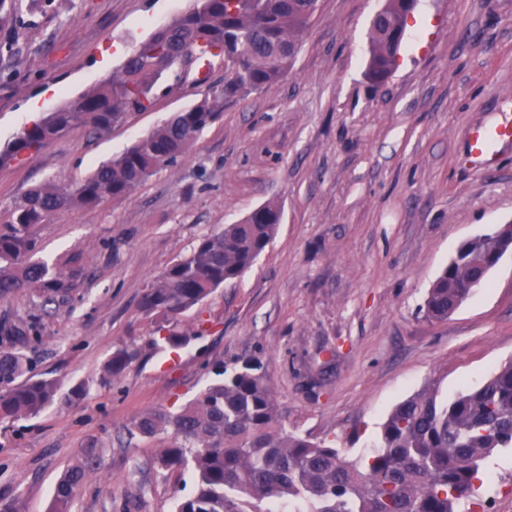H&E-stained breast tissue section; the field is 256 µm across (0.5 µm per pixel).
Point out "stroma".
Masks as SVG:
<instances>
[{"instance_id": "obj_1", "label": "stroma", "mask_w": 512, "mask_h": 512, "mask_svg": "<svg viewBox=\"0 0 512 512\" xmlns=\"http://www.w3.org/2000/svg\"><path fill=\"white\" fill-rule=\"evenodd\" d=\"M385 0H320L281 81L228 104L177 161L122 199L55 212L36 228L39 260L65 292L0 300V323H34L33 378L61 383L38 416L0 420V512H49L53 487L85 449L101 464L71 512H173L189 470L155 463L161 437L132 427L177 411L220 370L260 363L288 430L366 455L390 410L432 386L440 397L484 382L512 359V255L444 321L425 318L433 281L460 243L512 224V150L467 164L468 132L512 99V0H418L392 74L365 76L369 28ZM192 0H28L0 23V148L46 114L111 79L141 41ZM213 58L160 81L151 107L102 134L76 127L0 170V212L51 179L80 183L172 113L224 82ZM274 201V240L234 282L184 313L191 342L146 348L158 324L149 284L203 235ZM136 363L101 379L112 352ZM83 385L81 397L71 387ZM512 512V448L489 458Z\"/></svg>"}]
</instances>
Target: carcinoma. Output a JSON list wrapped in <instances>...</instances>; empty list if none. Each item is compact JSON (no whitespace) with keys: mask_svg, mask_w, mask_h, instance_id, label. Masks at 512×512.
Wrapping results in <instances>:
<instances>
[{"mask_svg":"<svg viewBox=\"0 0 512 512\" xmlns=\"http://www.w3.org/2000/svg\"><path fill=\"white\" fill-rule=\"evenodd\" d=\"M319 0H194L125 59L112 79L58 106L23 129L0 150V169L36 155L74 126L104 133L132 111L148 108L159 80L178 69L183 56L225 58L243 71L228 75L201 103L174 113L123 153L99 165L83 182L51 181L15 202L0 226V299L28 290L44 301L64 289L61 275L34 260L35 227L55 211L93 208L108 196L122 198L174 163L228 102L279 81L289 71ZM408 11L402 0H385L371 21L366 77L385 80L405 37ZM281 209L270 202L236 224L202 237L191 253L154 279L142 309L158 323H173L250 268L274 238ZM512 247V224L477 235L459 246L428 290L427 318L446 320L485 279L494 259ZM32 323L0 327V420L39 415L56 399L55 379L24 378V352ZM193 334L174 328L155 350L187 345ZM141 354L125 345L112 352L102 380L120 376ZM207 385L178 412H142L133 428L164 436L162 468L192 471L194 487L174 512H460L491 477L484 463L512 448V360L483 384L448 401L434 388L397 404L381 426L370 453L349 459L333 446L288 431L258 365L246 361ZM85 450L54 485L50 512H70L76 490L97 466Z\"/></svg>","mask_w":512,"mask_h":512,"instance_id":"1","label":"carcinoma"}]
</instances>
